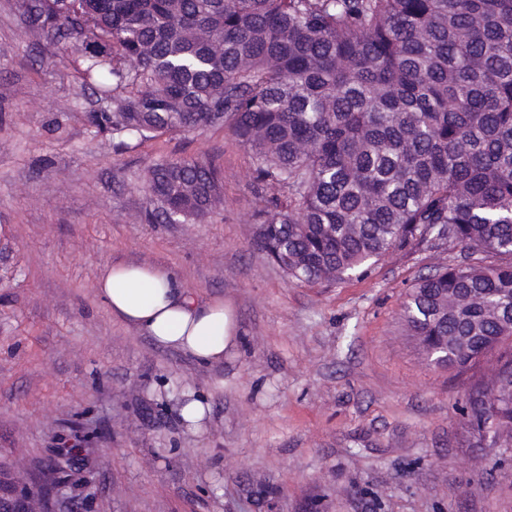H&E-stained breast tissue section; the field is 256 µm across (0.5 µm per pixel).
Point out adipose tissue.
Returning a JSON list of instances; mask_svg holds the SVG:
<instances>
[{"label":"adipose tissue","mask_w":512,"mask_h":512,"mask_svg":"<svg viewBox=\"0 0 512 512\" xmlns=\"http://www.w3.org/2000/svg\"><path fill=\"white\" fill-rule=\"evenodd\" d=\"M95 291L115 319L197 363H221L238 344V325L223 298H197L167 268L118 262L102 271Z\"/></svg>","instance_id":"1"}]
</instances>
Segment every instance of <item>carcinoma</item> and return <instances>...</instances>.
Segmentation results:
<instances>
[{
    "instance_id": "obj_1",
    "label": "carcinoma",
    "mask_w": 512,
    "mask_h": 512,
    "mask_svg": "<svg viewBox=\"0 0 512 512\" xmlns=\"http://www.w3.org/2000/svg\"><path fill=\"white\" fill-rule=\"evenodd\" d=\"M40 27L105 75L96 136L224 128L255 158L259 249L291 282L361 276L434 239L468 260L420 278L401 318L438 368L469 376L467 423L489 412L512 447V0H38ZM148 223L196 224L222 200L196 159L145 172Z\"/></svg>"
}]
</instances>
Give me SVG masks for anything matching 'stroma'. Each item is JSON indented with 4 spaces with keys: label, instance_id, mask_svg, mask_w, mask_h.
<instances>
[{
    "label": "stroma",
    "instance_id": "1",
    "mask_svg": "<svg viewBox=\"0 0 512 512\" xmlns=\"http://www.w3.org/2000/svg\"><path fill=\"white\" fill-rule=\"evenodd\" d=\"M80 82L0 0L1 498L31 512H512V447L462 424L465 386L399 318L460 248L289 282L255 242L246 147L224 129L115 147L91 133L104 102ZM183 158L222 171V204L197 224L146 223L147 166ZM116 262L224 297L237 348L202 365L115 320L94 283ZM186 388L212 408L204 434L179 423Z\"/></svg>",
    "mask_w": 512,
    "mask_h": 512
}]
</instances>
